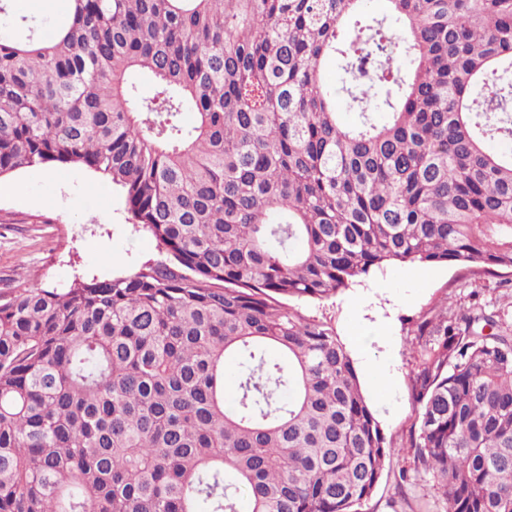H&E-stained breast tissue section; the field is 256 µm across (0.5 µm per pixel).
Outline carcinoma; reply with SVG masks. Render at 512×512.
<instances>
[{
	"label": "carcinoma",
	"instance_id": "cac0c4a2",
	"mask_svg": "<svg viewBox=\"0 0 512 512\" xmlns=\"http://www.w3.org/2000/svg\"><path fill=\"white\" fill-rule=\"evenodd\" d=\"M64 2L0 33V176L100 174L164 257L0 300V512H356L395 448L336 329L280 299L512 274V152L486 147L512 140V0ZM487 326L416 321L411 448L446 512H512ZM323 72L325 80L330 85L336 86V112H339L341 121L346 125L354 124L357 121V111L348 106L345 95L339 90L341 76L334 59H329L324 63Z\"/></svg>",
	"mask_w": 512,
	"mask_h": 512
}]
</instances>
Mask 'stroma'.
I'll use <instances>...</instances> for the list:
<instances>
[{
    "instance_id": "stroma-1",
    "label": "stroma",
    "mask_w": 512,
    "mask_h": 512,
    "mask_svg": "<svg viewBox=\"0 0 512 512\" xmlns=\"http://www.w3.org/2000/svg\"><path fill=\"white\" fill-rule=\"evenodd\" d=\"M0 297L33 286L64 288L75 278L108 280L159 258L157 242L130 223L124 198L111 181L81 166H32L0 177ZM501 330L512 332V284L461 266H392L324 299L289 298L286 306L308 319L330 322L345 346L364 322L388 319V337H375L353 363L372 410L396 453L359 512H440L430 475L418 471L410 449L414 419L412 378L418 345L412 317L441 307L466 312L472 292ZM388 364L381 386L370 366ZM408 473L400 483V473Z\"/></svg>"
}]
</instances>
